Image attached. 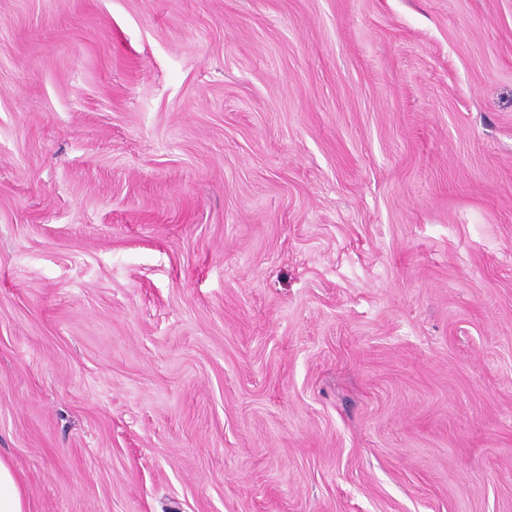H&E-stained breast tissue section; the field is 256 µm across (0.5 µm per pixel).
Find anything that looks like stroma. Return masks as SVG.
Segmentation results:
<instances>
[{
  "instance_id": "1",
  "label": "stroma",
  "mask_w": 512,
  "mask_h": 512,
  "mask_svg": "<svg viewBox=\"0 0 512 512\" xmlns=\"http://www.w3.org/2000/svg\"><path fill=\"white\" fill-rule=\"evenodd\" d=\"M0 458L512 512V0H0Z\"/></svg>"
}]
</instances>
